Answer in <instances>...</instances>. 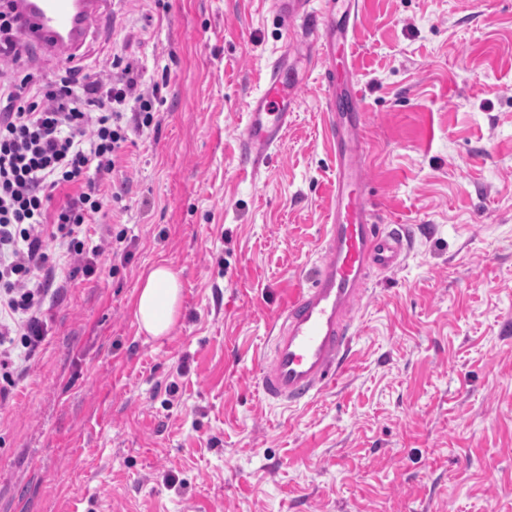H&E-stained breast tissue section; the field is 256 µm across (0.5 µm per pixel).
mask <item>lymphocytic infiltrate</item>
Instances as JSON below:
<instances>
[{
	"instance_id": "obj_1",
	"label": "lymphocytic infiltrate",
	"mask_w": 512,
	"mask_h": 512,
	"mask_svg": "<svg viewBox=\"0 0 512 512\" xmlns=\"http://www.w3.org/2000/svg\"><path fill=\"white\" fill-rule=\"evenodd\" d=\"M160 91L119 55L105 78L64 63L39 87L0 85V335L19 336L26 351L45 336L48 242L93 273L84 227L107 207L105 185L133 134L151 127Z\"/></svg>"
}]
</instances>
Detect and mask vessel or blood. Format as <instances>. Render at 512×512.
<instances>
[{
  "label": "vessel or blood",
  "mask_w": 512,
  "mask_h": 512,
  "mask_svg": "<svg viewBox=\"0 0 512 512\" xmlns=\"http://www.w3.org/2000/svg\"><path fill=\"white\" fill-rule=\"evenodd\" d=\"M99 0H37L24 15L29 37L60 58L75 60ZM288 34L307 44L306 64L320 65L329 151L333 157L332 208L324 220L320 261L311 284L296 288L282 307L264 354L259 386L267 399L300 404L333 383L349 351L354 313L373 271L397 268L403 234L377 224L364 194L366 182L362 96L352 69L336 74L329 60L353 55L360 0H268ZM302 87L287 56L268 66L266 81L248 103L238 155L258 169L280 143Z\"/></svg>",
  "instance_id": "1"
}]
</instances>
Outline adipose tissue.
I'll use <instances>...</instances> for the list:
<instances>
[{
    "label": "adipose tissue",
    "instance_id": "obj_1",
    "mask_svg": "<svg viewBox=\"0 0 512 512\" xmlns=\"http://www.w3.org/2000/svg\"><path fill=\"white\" fill-rule=\"evenodd\" d=\"M181 295L180 277L173 268L155 264L145 270L134 296L140 329L156 338L168 335L178 319Z\"/></svg>",
    "mask_w": 512,
    "mask_h": 512
}]
</instances>
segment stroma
Masks as SVG:
<instances>
[{"label": "stroma", "mask_w": 512, "mask_h": 512, "mask_svg": "<svg viewBox=\"0 0 512 512\" xmlns=\"http://www.w3.org/2000/svg\"><path fill=\"white\" fill-rule=\"evenodd\" d=\"M80 61L167 80L136 136L92 275L61 260L46 337L0 405V512H512V0H365L354 73L367 189L408 239L374 273L345 367L307 402L258 377L319 264L333 165L309 74L255 172L237 147L267 64L302 45L265 0H102ZM47 49L0 63L37 84ZM164 263L168 336L133 298ZM181 295L180 277L173 268L155 264L145 270L134 296L139 328L155 338L167 336L178 319Z\"/></svg>", "instance_id": "35a3bbf8"}]
</instances>
